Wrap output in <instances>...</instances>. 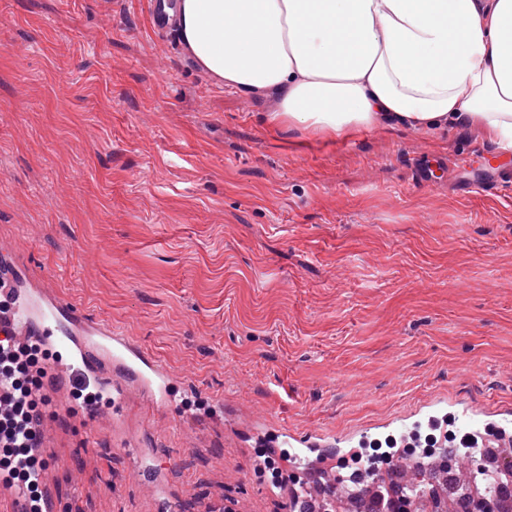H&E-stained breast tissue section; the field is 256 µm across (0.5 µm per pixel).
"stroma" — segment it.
I'll list each match as a JSON object with an SVG mask.
<instances>
[{
	"instance_id": "obj_1",
	"label": "stroma",
	"mask_w": 512,
	"mask_h": 512,
	"mask_svg": "<svg viewBox=\"0 0 512 512\" xmlns=\"http://www.w3.org/2000/svg\"><path fill=\"white\" fill-rule=\"evenodd\" d=\"M147 0H0V265L198 384L47 417L59 512H282L269 428L359 436L437 400L512 406V176L474 127L280 132ZM135 438L141 469L115 442Z\"/></svg>"
}]
</instances>
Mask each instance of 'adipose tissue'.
Returning <instances> with one entry per match:
<instances>
[{
	"label": "adipose tissue",
	"mask_w": 512,
	"mask_h": 512,
	"mask_svg": "<svg viewBox=\"0 0 512 512\" xmlns=\"http://www.w3.org/2000/svg\"><path fill=\"white\" fill-rule=\"evenodd\" d=\"M173 23L273 129L476 126L512 153V0H178Z\"/></svg>",
	"instance_id": "1"
}]
</instances>
